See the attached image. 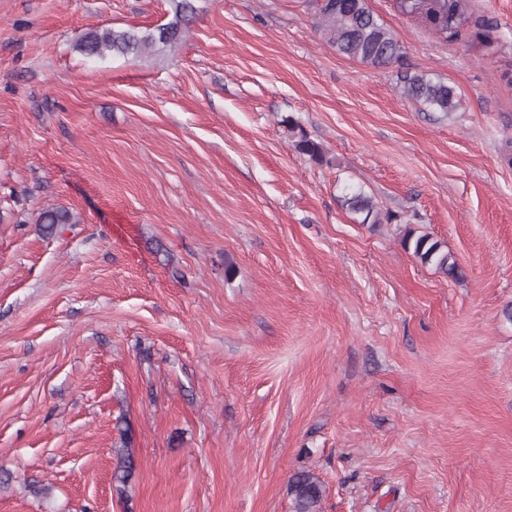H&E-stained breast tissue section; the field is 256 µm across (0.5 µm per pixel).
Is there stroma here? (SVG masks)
<instances>
[{
    "instance_id": "35a3bbf8",
    "label": "stroma",
    "mask_w": 512,
    "mask_h": 512,
    "mask_svg": "<svg viewBox=\"0 0 512 512\" xmlns=\"http://www.w3.org/2000/svg\"><path fill=\"white\" fill-rule=\"evenodd\" d=\"M367 4L405 47L386 70L306 0H194L136 60L74 45L172 0H0V512H293L302 470L320 512H512V0H467L489 44ZM404 95L429 109L445 115L456 110L459 105L455 89L445 82L432 79L423 72L400 74ZM288 129L294 133V148L296 151L302 155L307 156L315 163L320 164L327 162L325 150L320 143L310 139L302 130H299L298 133L295 134L296 126H294L293 123L289 124ZM345 204L353 213L364 215L362 223H370V227L373 228L382 224L384 219H386L387 223H391V221L395 219L394 215L389 212H387L383 218L381 211L377 208L372 197L368 196L360 189L352 191L347 198H345ZM78 218L64 208H47L39 213L37 222L41 225L43 233L54 235L59 233L64 224L77 223ZM418 231L410 227L405 229L401 244L405 250L412 254L424 266H430L438 272L456 277L459 268L452 255L448 253L444 242L435 239L428 233L417 234ZM289 492L293 497L294 512H320L322 484L310 471L296 472L290 480Z\"/></svg>"
}]
</instances>
